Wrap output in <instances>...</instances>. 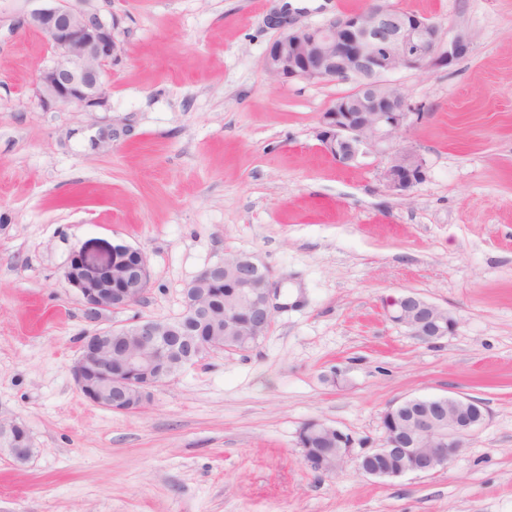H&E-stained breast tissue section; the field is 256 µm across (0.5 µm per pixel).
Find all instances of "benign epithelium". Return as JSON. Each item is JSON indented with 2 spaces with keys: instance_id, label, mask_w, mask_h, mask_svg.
I'll return each instance as SVG.
<instances>
[{
  "instance_id": "benign-epithelium-1",
  "label": "benign epithelium",
  "mask_w": 512,
  "mask_h": 512,
  "mask_svg": "<svg viewBox=\"0 0 512 512\" xmlns=\"http://www.w3.org/2000/svg\"><path fill=\"white\" fill-rule=\"evenodd\" d=\"M22 25L46 34L53 50L50 63L34 81L35 95L44 108L104 104L106 76L122 53L115 18L48 0L24 17ZM466 51L464 36L446 42L439 27L428 19L386 0H371L366 9L338 15L321 26L283 31L266 51L264 67L281 82H353L354 88L320 115L321 147L346 167L371 155L384 159L380 170L383 185L389 192L405 196L425 179L426 165L413 146L398 144L396 139L419 119V113L410 111L404 93L389 82L388 75L447 67ZM226 277L248 294L249 335L255 344L270 330L275 310L271 271L256 256L235 253L207 266L184 289V311L173 320L139 318L119 328H101L105 313L127 309L143 299L150 280L147 257L142 250L126 245L105 252H75L64 279L76 291L85 319L93 326L71 368L84 397L97 406L125 413L127 393L141 385L142 375L150 376L152 389L168 383L175 373L153 369L148 354L166 352L169 337H188L195 326L207 322L218 311V303L208 298L206 284ZM386 314L392 323L425 340H440L457 327L447 310L413 291L390 298ZM114 334L136 338V350L125 356L124 370L118 376L113 372L108 343ZM484 419L483 406L466 397L395 402L382 417V445L357 461L386 456L400 459L399 467L394 473L371 467L361 472L382 478L444 469ZM307 424L336 433L337 458L334 468L307 455L302 456L303 464L322 474L337 472L349 458L350 438L320 419ZM17 437L30 441L25 425L1 420L0 444L7 446Z\"/></svg>"
}]
</instances>
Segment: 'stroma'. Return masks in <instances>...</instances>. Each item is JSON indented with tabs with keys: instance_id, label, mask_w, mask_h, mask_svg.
Segmentation results:
<instances>
[{
	"instance_id": "stroma-1",
	"label": "stroma",
	"mask_w": 512,
	"mask_h": 512,
	"mask_svg": "<svg viewBox=\"0 0 512 512\" xmlns=\"http://www.w3.org/2000/svg\"><path fill=\"white\" fill-rule=\"evenodd\" d=\"M464 35L453 65L391 82L427 172L391 194L382 163L324 153L319 117L348 82L263 67L290 4L318 26L368 0H64L119 20L104 106L44 109L32 83L41 0H0V418L34 453L0 450V512H512V0H390ZM111 129L95 150L91 136ZM145 252L143 300L102 327L174 319L187 284L230 253L273 273L279 309L243 352H210L135 413L89 402L71 367L89 325L63 273L74 251ZM411 290L447 309L433 343L392 325ZM459 395L486 416L447 468L374 478L357 455L411 397ZM319 418L352 439L335 474L296 446Z\"/></svg>"
}]
</instances>
